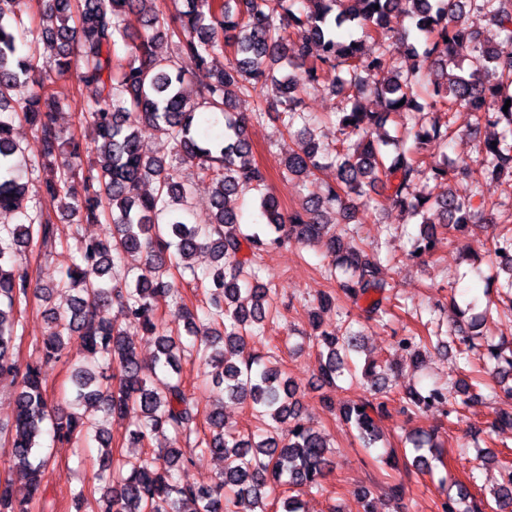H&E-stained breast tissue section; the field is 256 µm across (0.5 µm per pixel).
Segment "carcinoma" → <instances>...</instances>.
I'll list each match as a JSON object with an SVG mask.
<instances>
[{"instance_id": "carcinoma-1", "label": "carcinoma", "mask_w": 512, "mask_h": 512, "mask_svg": "<svg viewBox=\"0 0 512 512\" xmlns=\"http://www.w3.org/2000/svg\"><path fill=\"white\" fill-rule=\"evenodd\" d=\"M147 0H43L33 24L29 0H0V212L19 215L16 224H0V378L18 382L15 417L0 424L11 437L8 468L22 479H0V512H30L43 491L51 455L42 454L41 438L51 426L53 438L81 456L85 444H99L96 479L104 512H305L297 495L280 488L323 490L335 466L326 435L301 416L297 387L282 378L273 352L259 353L260 325L277 313L271 288L259 283L261 253L294 243L320 245L330 258V275L341 272L339 288L354 303L366 302L369 320L387 315L388 283L379 277L380 260L346 240L347 233L323 216L339 210L347 223L356 211L370 208L377 186L387 200L420 218V234L411 257L431 253L436 229L462 232L475 208L468 196L453 191L435 201L417 191L421 178L472 181L488 168L499 172L512 162V0H181L178 27L159 10L141 14ZM474 14L504 33L496 45L481 39L465 18ZM412 20L417 40L407 44V68L372 83L368 77L388 69L387 46L401 20ZM379 46L368 54L365 43ZM233 49L212 80L197 86L196 71L214 55ZM437 69L442 81L423 103L415 88L424 73ZM76 72L80 83L95 89L82 111L92 146L57 126L56 80ZM320 86L338 99L333 115L342 139L331 147L316 135L317 122L304 108L302 91ZM271 90L274 110L292 145L280 153L289 177L305 179L326 168L336 181L321 196L285 212L268 188L263 170L252 158L246 136L252 115L235 111L243 97ZM372 95L380 112H366L359 98ZM464 109L474 127L502 126L484 141L471 163L457 165L448 155L429 152L445 145L450 113ZM224 120V134L206 130ZM151 125L180 164L213 186L211 209L191 221L192 193L166 154H148L138 130ZM25 124L39 150L27 157L16 135ZM413 136V144L388 158L387 147ZM83 183L84 194L76 191ZM251 194L260 216V231H247L240 215L225 206L230 197ZM109 212L112 224L102 237L74 232L78 260L63 277L43 285L34 279L26 253L31 246L50 252L60 243L54 219L71 224H99ZM210 253L211 268L197 271L193 260ZM492 252L509 275L512 291V233L492 237ZM195 282L207 289L202 306L188 305L178 284ZM69 295L66 306L51 305L54 293ZM36 299L49 306V334L37 346L38 358L22 364L14 348L23 328L22 303ZM168 302L171 324L163 326L159 304ZM117 308L127 323L155 337L151 363L140 360L122 324L100 318ZM202 326L207 339L196 343L181 328ZM461 326L451 333L460 355L481 349L483 365L455 390L435 386L408 391L399 410L415 413L449 405L446 415L460 413L490 396L485 378L499 383L512 398V340L484 345L479 335ZM78 339L90 362L76 366L65 411L48 403L43 366L58 362L72 339ZM319 348V387H335L345 375L355 377L350 353L360 332L322 330L312 336ZM448 344L439 332H408L397 350L419 358L431 343ZM190 358L204 369L213 395L198 429V409L181 377ZM392 368L372 361L362 377L381 393L376 402H347L340 419L358 433L364 448L381 441L379 423L387 414ZM250 407L262 428L245 436L224 424V401ZM132 418L134 456L112 451V421ZM288 422V436L276 425ZM487 428L512 429V411L494 413ZM171 433L169 444L151 447ZM184 441L224 459V471L210 485L182 479L191 463L176 444ZM415 467L432 469L441 452L428 433L413 439ZM502 482L490 496H476L459 483L457 493L440 503L439 512H512V467L502 463Z\"/></svg>"}]
</instances>
